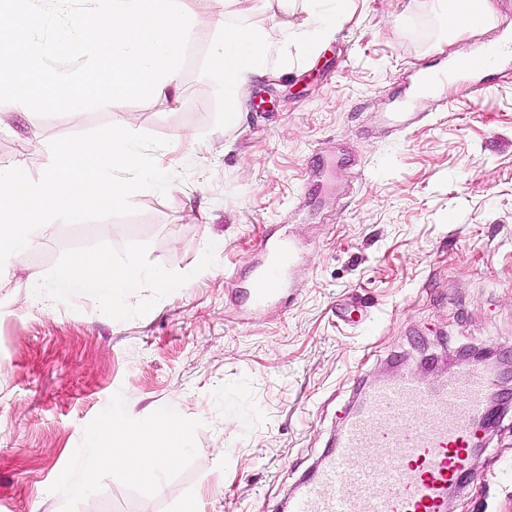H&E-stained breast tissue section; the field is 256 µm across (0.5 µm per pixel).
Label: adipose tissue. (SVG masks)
Here are the masks:
<instances>
[{"label":"adipose tissue","instance_id":"adipose-tissue-1","mask_svg":"<svg viewBox=\"0 0 512 512\" xmlns=\"http://www.w3.org/2000/svg\"><path fill=\"white\" fill-rule=\"evenodd\" d=\"M310 20L302 33L306 45H314L336 23L346 17L349 0H308ZM270 48L265 36L252 29L224 25L210 51V75L222 86L226 98L247 85L260 69ZM173 282L164 272L137 265L117 267L100 251L76 254L53 273L32 274V297L43 306H51L57 297L74 301L94 298L113 306L141 289L157 292L171 288ZM165 444H156V437ZM184 429L168 414H157L147 424L113 415L111 422L90 429L85 438L83 487H91L106 465H113L127 478L154 483L160 473L175 468L185 455Z\"/></svg>","mask_w":512,"mask_h":512}]
</instances>
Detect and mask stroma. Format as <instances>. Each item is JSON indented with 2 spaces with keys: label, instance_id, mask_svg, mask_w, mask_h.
I'll return each mask as SVG.
<instances>
[{
  "label": "stroma",
  "instance_id": "stroma-1",
  "mask_svg": "<svg viewBox=\"0 0 512 512\" xmlns=\"http://www.w3.org/2000/svg\"><path fill=\"white\" fill-rule=\"evenodd\" d=\"M492 3L491 26L452 38L443 0H351L312 56L305 0H258L237 22L272 48L228 127L208 70L224 8L184 0L195 29L178 97L78 116L0 109V165L23 151L34 176L51 141L104 125L185 136L168 150L166 193L137 192L128 216L56 221L0 276V512H179L190 500L200 512H283L366 385L396 370L435 385L466 350L512 361V66L488 73L481 100L463 84L429 98L412 88L422 68L512 31V0ZM392 112L425 119L396 131ZM270 233L293 237L300 260L291 288L257 313L244 290ZM206 237L219 246L202 272ZM91 250L179 286L116 311L33 304V272ZM163 409L186 430L177 467L148 485L107 466L73 495L88 429ZM471 472L450 512H512V412L484 433Z\"/></svg>",
  "mask_w": 512,
  "mask_h": 512
}]
</instances>
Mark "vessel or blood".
<instances>
[{
    "label": "vessel or blood",
    "mask_w": 512,
    "mask_h": 512,
    "mask_svg": "<svg viewBox=\"0 0 512 512\" xmlns=\"http://www.w3.org/2000/svg\"><path fill=\"white\" fill-rule=\"evenodd\" d=\"M296 259L292 243L276 246L249 290L254 308L281 294ZM491 386L487 372L466 364L436 389L410 374L369 387L286 512H446L449 489L471 474ZM452 403L459 413H449Z\"/></svg>",
    "instance_id": "b4317fda"
}]
</instances>
